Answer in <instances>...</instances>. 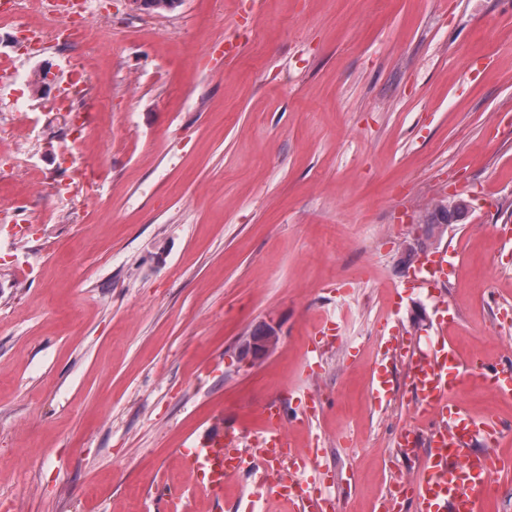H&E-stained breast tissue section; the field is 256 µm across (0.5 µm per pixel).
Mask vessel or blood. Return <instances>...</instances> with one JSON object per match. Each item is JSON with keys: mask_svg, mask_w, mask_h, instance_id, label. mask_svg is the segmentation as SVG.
<instances>
[{"mask_svg": "<svg viewBox=\"0 0 512 512\" xmlns=\"http://www.w3.org/2000/svg\"><path fill=\"white\" fill-rule=\"evenodd\" d=\"M452 267L448 252L436 251L426 266L425 284L447 281ZM391 349L403 354L407 362V386L417 416L414 428L398 431L396 446L404 458L417 459L418 475L395 479L380 512H398L405 503L411 512H484L490 481L512 471V460L493 451L504 439L497 422L473 413L461 391L466 382L473 381L511 397L512 367L463 358L444 324L430 352L399 341L392 342ZM392 392L389 363L376 364L371 386L374 399L388 400ZM261 416L252 456L264 466L258 471L255 490L272 488L290 512H336L335 497L322 490L328 474L320 469L318 449L301 453L292 448L288 418L277 403L266 405ZM180 456L187 468L204 477L205 491L215 498L223 496L225 484L243 469V453L231 434L188 441Z\"/></svg>", "mask_w": 512, "mask_h": 512, "instance_id": "vessel-or-blood-1", "label": "vessel or blood"}]
</instances>
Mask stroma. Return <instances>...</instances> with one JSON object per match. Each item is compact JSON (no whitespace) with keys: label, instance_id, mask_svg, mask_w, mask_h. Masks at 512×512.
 <instances>
[{"label":"stroma","instance_id":"35a3bbf8","mask_svg":"<svg viewBox=\"0 0 512 512\" xmlns=\"http://www.w3.org/2000/svg\"><path fill=\"white\" fill-rule=\"evenodd\" d=\"M88 46L32 57L0 20V127L22 163L0 177V512H154L162 485L213 512L185 470V439L251 438L277 399L343 475L340 512H377L413 414L405 368L378 405L371 373L390 334L432 345L446 306L463 355L512 349V0H183L163 14L107 0ZM96 114L84 142L30 79ZM75 166L96 197L60 200ZM454 197L473 209L440 244L460 255L445 288L402 261L409 226ZM498 286L487 293L482 281ZM280 327L251 367L239 339ZM339 342L312 351L316 323ZM320 362L317 381L306 366Z\"/></svg>","mask_w":512,"mask_h":512}]
</instances>
